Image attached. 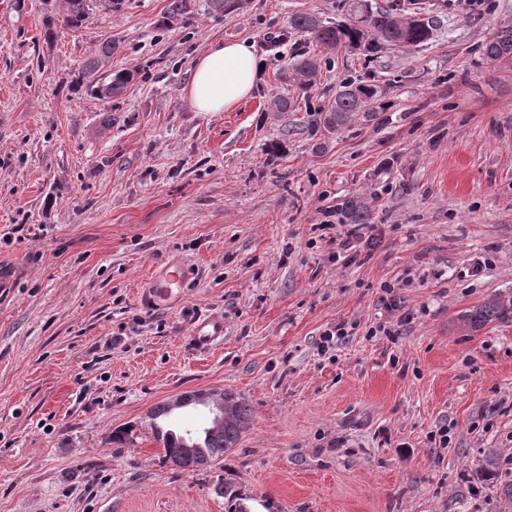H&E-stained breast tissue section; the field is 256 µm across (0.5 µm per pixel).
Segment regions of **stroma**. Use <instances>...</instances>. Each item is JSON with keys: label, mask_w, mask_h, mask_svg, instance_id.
<instances>
[{"label": "stroma", "mask_w": 512, "mask_h": 512, "mask_svg": "<svg viewBox=\"0 0 512 512\" xmlns=\"http://www.w3.org/2000/svg\"><path fill=\"white\" fill-rule=\"evenodd\" d=\"M59 2L0 0V512H226L220 483L250 512H512V473L480 478L489 451L512 455V312L462 320L512 301V60L481 52L512 0H416L438 20L427 44L325 54L307 89L310 38L268 37L350 0H187L171 24L170 0H123L49 43ZM239 39L257 90L195 111V60ZM107 42V69L137 76L102 99L73 81ZM349 77L381 87L376 119L312 136L270 107L326 105ZM352 196L373 219L349 262ZM172 262L193 281L151 306ZM201 316L224 322L204 350ZM216 389L245 398L249 431L213 468L165 465L150 409ZM294 71L303 77L305 86H312L320 76V60L317 54L302 50L296 54ZM509 310H512V305L507 306L501 301H493L478 307L467 319L474 324L484 323L498 319Z\"/></svg>", "instance_id": "35a3bbf8"}]
</instances>
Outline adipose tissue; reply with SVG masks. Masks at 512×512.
<instances>
[{
	"label": "adipose tissue",
	"mask_w": 512,
	"mask_h": 512,
	"mask_svg": "<svg viewBox=\"0 0 512 512\" xmlns=\"http://www.w3.org/2000/svg\"><path fill=\"white\" fill-rule=\"evenodd\" d=\"M262 61L248 41L217 42L195 62L185 89L198 112H223L248 98L259 83Z\"/></svg>",
	"instance_id": "adipose-tissue-1"
}]
</instances>
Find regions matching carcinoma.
<instances>
[{
	"label": "carcinoma",
	"mask_w": 512,
	"mask_h": 512,
	"mask_svg": "<svg viewBox=\"0 0 512 512\" xmlns=\"http://www.w3.org/2000/svg\"><path fill=\"white\" fill-rule=\"evenodd\" d=\"M99 6L97 0H62L63 23L69 29H79L91 19ZM293 29L307 33L315 47L326 50L344 48L375 55L387 45L419 47L429 42L435 31V21L425 19L401 0L384 6H374L369 0H353L348 17L339 22L326 20L315 13H300L290 17ZM482 55L489 62L512 58V24H505L494 31L485 41ZM112 56V45L101 46L87 62L82 80L88 90L103 99H110L124 91L136 76L133 71L112 73L103 70L106 60ZM294 71L303 77V85H313L320 76V60L317 54L302 50L296 54ZM381 91L374 84L349 79L340 85L334 100L326 107L305 106L308 119L305 128L314 135L320 130L333 132L361 116L366 120L377 118L384 109L380 103ZM348 224H369L372 207L360 196L347 199L341 207ZM512 310V305L500 301L486 303L468 315L471 323H484L501 317ZM169 412L164 405L156 407L150 417L154 438L162 443L164 463L174 458L182 460L181 469L199 471L212 468L224 455L235 448L242 436L250 429L252 412L245 400L237 394L224 392V432L211 433L205 429L177 432L166 429L160 420Z\"/></svg>",
	"instance_id": "1"
}]
</instances>
